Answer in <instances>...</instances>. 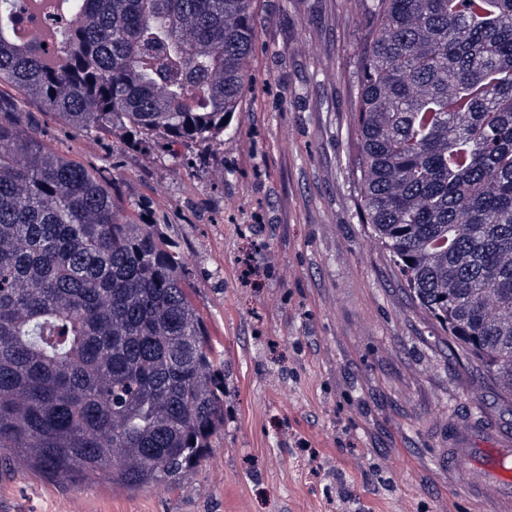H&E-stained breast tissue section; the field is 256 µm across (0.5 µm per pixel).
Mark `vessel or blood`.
Instances as JSON below:
<instances>
[{"label":"vessel or blood","instance_id":"obj_1","mask_svg":"<svg viewBox=\"0 0 512 512\" xmlns=\"http://www.w3.org/2000/svg\"><path fill=\"white\" fill-rule=\"evenodd\" d=\"M452 444L448 465L462 473L466 487L497 502L498 512H512V438L491 448H476L460 432Z\"/></svg>","mask_w":512,"mask_h":512}]
</instances>
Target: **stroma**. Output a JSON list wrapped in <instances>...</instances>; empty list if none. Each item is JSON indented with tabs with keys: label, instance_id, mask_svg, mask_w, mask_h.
Listing matches in <instances>:
<instances>
[{
	"label": "stroma",
	"instance_id": "1",
	"mask_svg": "<svg viewBox=\"0 0 512 512\" xmlns=\"http://www.w3.org/2000/svg\"><path fill=\"white\" fill-rule=\"evenodd\" d=\"M233 131L209 144L76 134L21 101L118 210L162 225L224 363V427L177 485H60L0 450V512H493L448 433L512 436L502 403L359 220L351 125L363 0H255ZM306 439L319 452L298 446Z\"/></svg>",
	"mask_w": 512,
	"mask_h": 512
}]
</instances>
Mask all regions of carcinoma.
<instances>
[{
  "instance_id": "cac0c4a2",
  "label": "carcinoma",
  "mask_w": 512,
  "mask_h": 512,
  "mask_svg": "<svg viewBox=\"0 0 512 512\" xmlns=\"http://www.w3.org/2000/svg\"><path fill=\"white\" fill-rule=\"evenodd\" d=\"M0 38V87L73 130H229L254 0H59ZM352 123L361 221L419 307L512 399V0H370ZM159 224L0 95V448L58 481L179 484L224 428V368Z\"/></svg>"
}]
</instances>
